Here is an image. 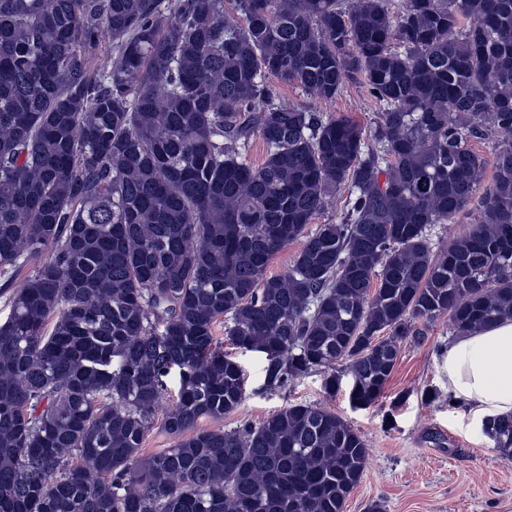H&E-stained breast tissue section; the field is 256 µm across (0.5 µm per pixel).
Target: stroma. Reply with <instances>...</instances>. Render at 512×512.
Returning <instances> with one entry per match:
<instances>
[{
	"label": "stroma",
	"mask_w": 512,
	"mask_h": 512,
	"mask_svg": "<svg viewBox=\"0 0 512 512\" xmlns=\"http://www.w3.org/2000/svg\"><path fill=\"white\" fill-rule=\"evenodd\" d=\"M274 100L327 115H342L373 129L382 105L362 83H347L335 99L323 102L300 88L268 78ZM455 332L439 318L420 342L406 341L380 396L370 406H355L352 378L342 373L334 397H327L323 372L294 379L285 389L268 386L264 354L232 345L223 323L214 337L225 355L237 361L245 377V398L223 421L225 430L259 425L291 404L324 405L365 441L369 452L360 483L348 496L344 512H367L378 502L383 512H512V459L488 446L473 430L463 408L448 396L439 355ZM436 392L424 401V391Z\"/></svg>",
	"instance_id": "stroma-1"
}]
</instances>
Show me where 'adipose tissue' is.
Here are the masks:
<instances>
[{"mask_svg":"<svg viewBox=\"0 0 512 512\" xmlns=\"http://www.w3.org/2000/svg\"><path fill=\"white\" fill-rule=\"evenodd\" d=\"M448 394L473 425L512 414V318L459 334L440 352Z\"/></svg>","mask_w":512,"mask_h":512,"instance_id":"adipose-tissue-1","label":"adipose tissue"}]
</instances>
